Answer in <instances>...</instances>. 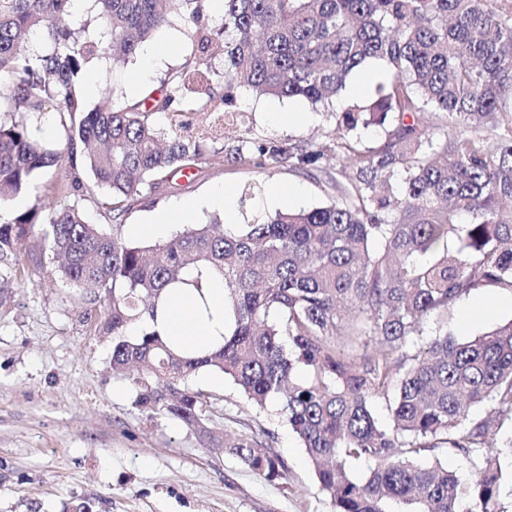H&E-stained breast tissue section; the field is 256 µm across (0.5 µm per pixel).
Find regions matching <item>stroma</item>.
Here are the masks:
<instances>
[{"instance_id": "35a3bbf8", "label": "stroma", "mask_w": 512, "mask_h": 512, "mask_svg": "<svg viewBox=\"0 0 512 512\" xmlns=\"http://www.w3.org/2000/svg\"><path fill=\"white\" fill-rule=\"evenodd\" d=\"M191 33L182 22L159 29L132 59L119 65L93 64L81 81L95 79L88 106L102 105L101 89L111 83L132 101L160 89L188 54ZM239 132L208 143L201 173L172 176L163 188L144 189L125 213L122 226L98 209L103 189L82 173V191L43 197L48 206L75 203L91 223L126 235L153 211L174 210L189 199L229 187L239 222L275 212L266 201L269 185L290 196L287 208L312 209L328 203L326 178L336 170L335 121L304 100L234 92ZM296 112L297 122L274 120ZM311 143L323 150L315 172L280 167H240L227 160V147L241 138ZM0 512H60L72 498L94 502L95 512H333L315 472L280 411L278 400L264 408L245 401L230 380L213 384L208 373L187 385L208 398L207 425L216 436L257 429L270 434L285 459L286 479L269 482L224 449L163 413L146 415L134 403V387L110 368L112 337L99 328L104 307L54 272L50 251L0 258ZM512 320V291L493 286L472 291L448 311V332L469 340Z\"/></svg>"}]
</instances>
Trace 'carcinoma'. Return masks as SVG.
Here are the masks:
<instances>
[{
	"instance_id": "carcinoma-1",
	"label": "carcinoma",
	"mask_w": 512,
	"mask_h": 512,
	"mask_svg": "<svg viewBox=\"0 0 512 512\" xmlns=\"http://www.w3.org/2000/svg\"><path fill=\"white\" fill-rule=\"evenodd\" d=\"M74 2L0 0L6 112L50 107L66 133L54 147L22 121L0 122V255L42 240L60 278L104 296L110 365L117 374L138 369L140 410L210 438L207 401L186 386L201 369L232 379L254 405L278 400L334 512H389L392 502L461 512L464 494L468 512H508L487 434L489 419L512 421V321L467 341L444 325L420 344L414 338L473 290H512V0H224V39L206 25L204 0H90L85 17ZM175 15L194 27L192 60L168 76L166 91L88 108L82 71L136 55ZM218 55L222 72L207 66ZM369 61L391 78L369 105L335 113L342 165L328 175L334 196L323 206L251 224H195L151 245L107 233L75 204L48 209L37 200L5 216L40 174L60 167L66 182L48 190L79 189L86 170L106 191L97 207L116 220L145 187L199 170L234 88L328 106ZM221 82L226 92L217 97ZM184 112L216 116L184 135ZM426 113L439 122L421 121ZM158 114L172 117L169 127ZM388 120L382 145H361L358 130ZM227 155L248 167L304 169L323 151L252 142ZM452 234L460 245L450 250ZM191 267L224 278L233 315L224 346L184 356L154 333L125 338ZM381 399L390 428L374 415ZM481 404L488 417H472ZM266 435L239 436L225 450L268 481L284 479L288 466ZM443 447L470 458V487L437 459L421 463ZM356 461L373 463L361 480L349 469Z\"/></svg>"
}]
</instances>
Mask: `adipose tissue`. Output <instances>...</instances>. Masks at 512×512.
Segmentation results:
<instances>
[{
    "label": "adipose tissue",
    "mask_w": 512,
    "mask_h": 512,
    "mask_svg": "<svg viewBox=\"0 0 512 512\" xmlns=\"http://www.w3.org/2000/svg\"><path fill=\"white\" fill-rule=\"evenodd\" d=\"M196 207L190 201L175 211L154 212L148 223L129 225L128 232L136 238L162 239L173 226L192 223ZM224 316L223 277L203 267L192 268L182 283L165 289L153 314L129 325L128 333L153 332L177 339L192 351L215 350L224 344Z\"/></svg>",
    "instance_id": "1"
}]
</instances>
